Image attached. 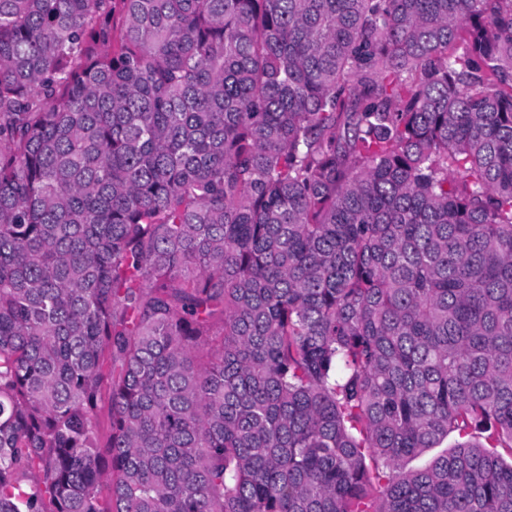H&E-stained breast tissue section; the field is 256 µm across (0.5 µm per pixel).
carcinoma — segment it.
I'll return each mask as SVG.
<instances>
[{"label": "carcinoma", "mask_w": 512, "mask_h": 512, "mask_svg": "<svg viewBox=\"0 0 512 512\" xmlns=\"http://www.w3.org/2000/svg\"><path fill=\"white\" fill-rule=\"evenodd\" d=\"M497 447L512 0H0V512H512Z\"/></svg>", "instance_id": "obj_1"}]
</instances>
